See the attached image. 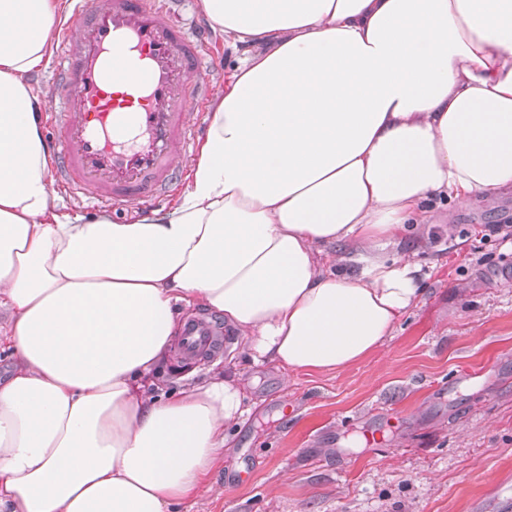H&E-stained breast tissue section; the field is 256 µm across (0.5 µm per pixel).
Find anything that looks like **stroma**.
<instances>
[{
  "mask_svg": "<svg viewBox=\"0 0 512 512\" xmlns=\"http://www.w3.org/2000/svg\"><path fill=\"white\" fill-rule=\"evenodd\" d=\"M512 195L428 227L431 275L395 335L340 372L252 364L223 320L226 349L201 364L169 352L152 378L174 388L236 374L247 413L208 488L175 512H476L512 477ZM384 433L365 446V431Z\"/></svg>",
  "mask_w": 512,
  "mask_h": 512,
  "instance_id": "obj_1",
  "label": "stroma"
}]
</instances>
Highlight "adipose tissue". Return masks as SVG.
<instances>
[{"mask_svg": "<svg viewBox=\"0 0 512 512\" xmlns=\"http://www.w3.org/2000/svg\"><path fill=\"white\" fill-rule=\"evenodd\" d=\"M199 5L250 50L177 203L119 224L48 182L30 79L64 0H0V512H173L246 412L220 374L144 394L178 306L253 363L344 369L424 294L440 201L512 194V0Z\"/></svg>", "mask_w": 512, "mask_h": 512, "instance_id": "adipose-tissue-1", "label": "adipose tissue"}]
</instances>
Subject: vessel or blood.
<instances>
[{
	"mask_svg": "<svg viewBox=\"0 0 512 512\" xmlns=\"http://www.w3.org/2000/svg\"><path fill=\"white\" fill-rule=\"evenodd\" d=\"M176 15L173 0H76L58 31L47 114L56 130L49 174L59 188L115 210H149L175 191L177 161L197 157L203 138L189 115L210 98L206 83L186 76L212 63L206 26L185 30ZM120 86L135 89L136 108L112 97ZM223 348L203 320L185 322L186 359Z\"/></svg>",
	"mask_w": 512,
	"mask_h": 512,
	"instance_id": "1",
	"label": "vessel or blood"
}]
</instances>
